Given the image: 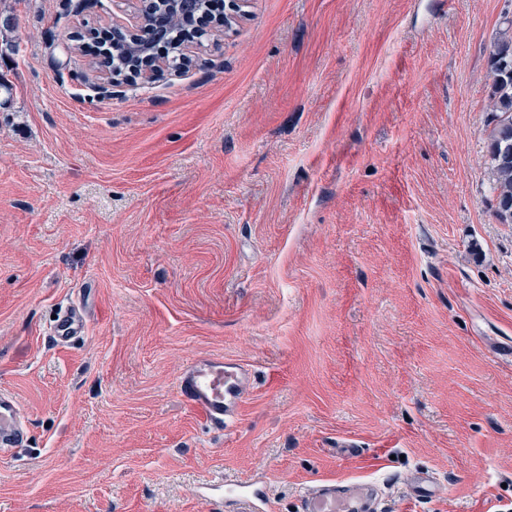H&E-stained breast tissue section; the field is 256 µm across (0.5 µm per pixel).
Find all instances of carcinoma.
<instances>
[{"instance_id": "1", "label": "carcinoma", "mask_w": 512, "mask_h": 512, "mask_svg": "<svg viewBox=\"0 0 512 512\" xmlns=\"http://www.w3.org/2000/svg\"><path fill=\"white\" fill-rule=\"evenodd\" d=\"M493 111L497 121L490 134L492 212L500 224H512V36L503 35L494 46L489 70Z\"/></svg>"}]
</instances>
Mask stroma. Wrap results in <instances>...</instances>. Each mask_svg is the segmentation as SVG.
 I'll return each instance as SVG.
<instances>
[{
	"label": "stroma",
	"mask_w": 512,
	"mask_h": 512,
	"mask_svg": "<svg viewBox=\"0 0 512 512\" xmlns=\"http://www.w3.org/2000/svg\"><path fill=\"white\" fill-rule=\"evenodd\" d=\"M134 0H0V512H512V224L488 78L512 0H249L188 65L108 83ZM86 331L60 345L54 315ZM251 388L216 430L176 377ZM435 495L414 496L416 472ZM176 387L182 400L206 423L224 429L242 406L250 373L233 360L200 355L179 374ZM27 429L21 405L9 392L0 393V452L22 448ZM372 490L368 481H321L302 497L300 512H377L366 498ZM233 497L239 506L238 512H265L268 510L269 500L263 489L249 490L246 487H241Z\"/></svg>",
	"instance_id": "stroma-1"
}]
</instances>
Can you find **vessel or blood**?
Returning a JSON list of instances; mask_svg holds the SVG:
<instances>
[{
	"label": "vessel or blood",
	"instance_id": "vessel-or-blood-1",
	"mask_svg": "<svg viewBox=\"0 0 512 512\" xmlns=\"http://www.w3.org/2000/svg\"><path fill=\"white\" fill-rule=\"evenodd\" d=\"M86 320L77 310L60 314L53 326L57 341L66 342L84 332ZM182 400L210 426L220 429L239 412L250 388L248 369L220 356L200 355L179 374ZM27 441L21 405L9 392L0 393V448L18 449ZM373 485L368 481L325 480L307 491L300 512H377L369 503ZM238 512H266L269 500L263 489L240 488L234 495Z\"/></svg>",
	"mask_w": 512,
	"mask_h": 512
}]
</instances>
